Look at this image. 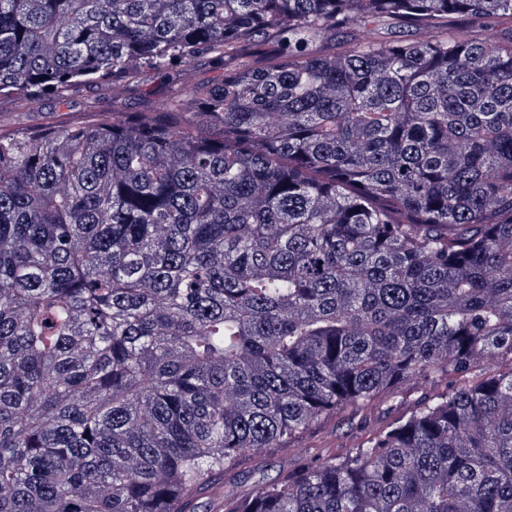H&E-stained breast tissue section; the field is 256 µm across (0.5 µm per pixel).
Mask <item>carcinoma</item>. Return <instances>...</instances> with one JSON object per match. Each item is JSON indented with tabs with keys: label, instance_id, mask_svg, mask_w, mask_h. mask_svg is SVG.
Masks as SVG:
<instances>
[{
	"label": "carcinoma",
	"instance_id": "obj_1",
	"mask_svg": "<svg viewBox=\"0 0 512 512\" xmlns=\"http://www.w3.org/2000/svg\"><path fill=\"white\" fill-rule=\"evenodd\" d=\"M505 19L0 0V97L112 96L0 127V512H196L239 458L407 383L409 415L220 512H512V38L470 27ZM200 60L224 78L188 83ZM68 102L74 99H94L96 101V105L98 109L102 112H110L112 111V98L101 91L95 85L91 84H82L78 85L74 91L69 92Z\"/></svg>",
	"mask_w": 512,
	"mask_h": 512
}]
</instances>
